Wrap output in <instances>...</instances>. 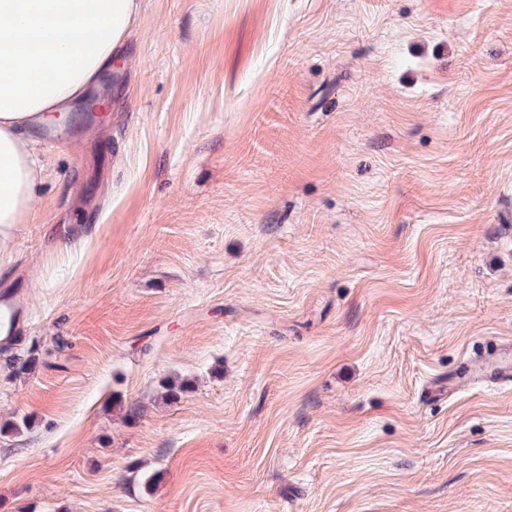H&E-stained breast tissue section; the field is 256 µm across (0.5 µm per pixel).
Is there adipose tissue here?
<instances>
[{"mask_svg":"<svg viewBox=\"0 0 512 512\" xmlns=\"http://www.w3.org/2000/svg\"><path fill=\"white\" fill-rule=\"evenodd\" d=\"M136 0H0V240L34 194L20 129L65 110L116 60Z\"/></svg>","mask_w":512,"mask_h":512,"instance_id":"adipose-tissue-1","label":"adipose tissue"}]
</instances>
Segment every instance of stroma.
I'll list each match as a JSON object with an SVG mask.
<instances>
[{"instance_id": "35a3bbf8", "label": "stroma", "mask_w": 512, "mask_h": 512, "mask_svg": "<svg viewBox=\"0 0 512 512\" xmlns=\"http://www.w3.org/2000/svg\"><path fill=\"white\" fill-rule=\"evenodd\" d=\"M139 2L27 131L0 512H512V0Z\"/></svg>"}]
</instances>
